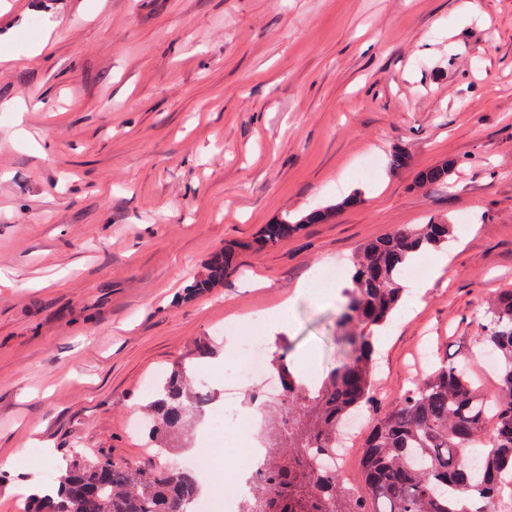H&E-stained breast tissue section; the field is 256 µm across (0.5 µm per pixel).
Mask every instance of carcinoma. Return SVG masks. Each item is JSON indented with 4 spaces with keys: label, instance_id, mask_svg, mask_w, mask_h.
I'll list each match as a JSON object with an SVG mask.
<instances>
[{
    "label": "carcinoma",
    "instance_id": "obj_1",
    "mask_svg": "<svg viewBox=\"0 0 512 512\" xmlns=\"http://www.w3.org/2000/svg\"><path fill=\"white\" fill-rule=\"evenodd\" d=\"M451 167L422 170V186L442 185ZM363 203L354 193L338 204L284 215L264 225L251 242L212 253L188 281L187 302L224 285L241 250L259 251L297 234L304 225L330 220L337 210ZM452 225L430 221L400 227L362 244L352 259L351 287L336 316L345 332L346 359L311 386L298 383L287 361L288 343L274 369L283 380L280 420L264 435L263 471L242 512H488L512 477V289L499 291L490 319L474 343L495 363L498 395L485 399L468 367L443 362L410 386L387 409L364 442L362 484L336 470V437L343 421L372 401L373 338L407 293L410 258L448 243ZM215 347L199 340L191 361L172 366L158 401L141 405L150 419L147 440L162 456L178 454L200 414L191 385L192 360L210 358ZM200 493L196 474L163 465L143 469L75 450L46 484L28 495L30 512H188Z\"/></svg>",
    "mask_w": 512,
    "mask_h": 512
}]
</instances>
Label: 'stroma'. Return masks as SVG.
I'll return each instance as SVG.
<instances>
[{
    "label": "stroma",
    "instance_id": "stroma-1",
    "mask_svg": "<svg viewBox=\"0 0 512 512\" xmlns=\"http://www.w3.org/2000/svg\"><path fill=\"white\" fill-rule=\"evenodd\" d=\"M335 203L176 302L225 243ZM430 220L451 259L379 332L367 432L438 360L497 392L472 349L512 289V0H0V512L76 449L154 466L143 385L226 321L293 299L263 332L322 379L352 254ZM336 264L332 295L295 297Z\"/></svg>",
    "mask_w": 512,
    "mask_h": 512
}]
</instances>
